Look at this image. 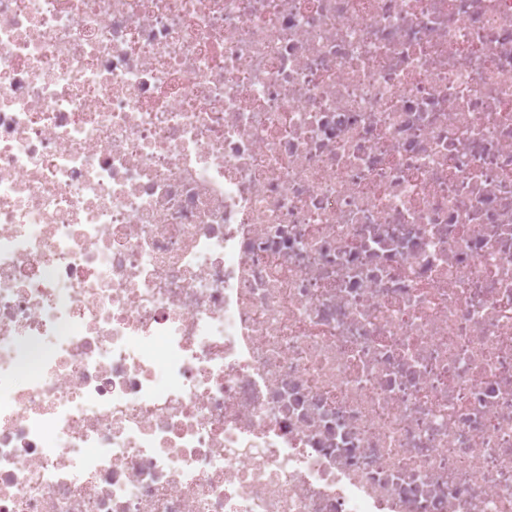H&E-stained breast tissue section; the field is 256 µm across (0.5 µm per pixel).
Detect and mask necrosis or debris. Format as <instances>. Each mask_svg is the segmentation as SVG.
<instances>
[{
  "label": "necrosis or debris",
  "mask_w": 512,
  "mask_h": 512,
  "mask_svg": "<svg viewBox=\"0 0 512 512\" xmlns=\"http://www.w3.org/2000/svg\"><path fill=\"white\" fill-rule=\"evenodd\" d=\"M0 512H512V0H0Z\"/></svg>",
  "instance_id": "obj_1"
}]
</instances>
